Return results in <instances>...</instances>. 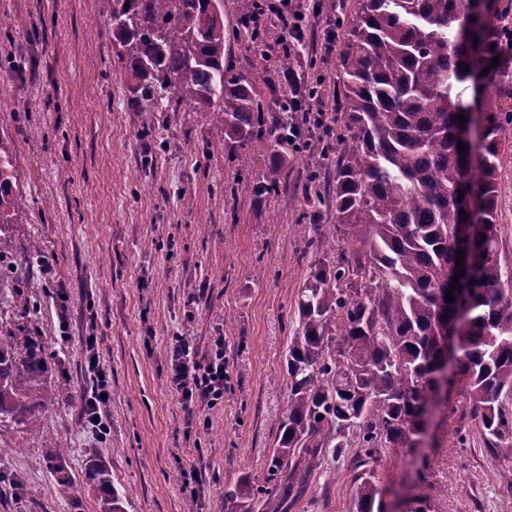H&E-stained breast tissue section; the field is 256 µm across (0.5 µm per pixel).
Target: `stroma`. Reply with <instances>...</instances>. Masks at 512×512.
<instances>
[{
  "label": "stroma",
  "mask_w": 512,
  "mask_h": 512,
  "mask_svg": "<svg viewBox=\"0 0 512 512\" xmlns=\"http://www.w3.org/2000/svg\"><path fill=\"white\" fill-rule=\"evenodd\" d=\"M238 3L223 0L225 68L261 87L281 78L288 54L332 100L340 63L328 43H343L336 16L352 18L357 0H304L298 41L284 34V0H265L258 44ZM129 83L101 0H0V139L27 203L14 250L52 266L18 267V278L55 362L48 378L69 383L68 396L48 401L36 434L0 430V512H98L85 481L92 459L125 512H225V485L266 472L288 412L284 356L316 261L312 227L296 198L245 195L241 181L262 176L269 157L255 150L240 165L218 113L134 107ZM328 139L303 131L288 153L289 184L333 171L321 152ZM89 334L112 384L103 442L80 422ZM176 336L202 355L224 339V401L196 436L186 435L169 383ZM468 412L454 388L415 448L370 460L386 503L420 493L434 512H512V438L485 447ZM51 450L66 463L69 496L46 464ZM354 464L351 448L325 458L289 512H354ZM194 467L208 477L196 493L184 485Z\"/></svg>",
  "instance_id": "obj_1"
}]
</instances>
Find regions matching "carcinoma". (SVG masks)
<instances>
[{
	"mask_svg": "<svg viewBox=\"0 0 512 512\" xmlns=\"http://www.w3.org/2000/svg\"><path fill=\"white\" fill-rule=\"evenodd\" d=\"M118 55L130 74L135 104L175 111L193 106L221 113L224 141L269 155L267 172L241 189L255 198L288 192L284 149L296 127L288 82L269 85L282 100L269 117L243 75L224 69L219 0H101ZM340 52L336 139L323 156L335 159L327 185L310 172L300 188L312 220L325 206L334 224L356 231L361 249L335 260L320 257L298 297L297 326L288 343V413L280 424L267 473L224 487L234 512H287L307 476L326 455L360 448L355 468L386 448H404L423 430L429 392L444 358L439 324L461 319L465 331L453 374L469 397L489 448L512 435L500 405L512 391V271L499 256L498 199L502 156L512 153V0L476 36L475 65L466 66L469 0H358ZM500 57L492 66L491 59ZM494 90L496 98L488 96ZM486 114L483 153L473 176L482 196L479 233L463 234L468 215L456 188L461 179L459 116ZM10 157L0 145V260L12 252L10 229L26 204ZM465 244L478 273L465 274L467 295L446 302ZM379 282L360 288L358 281ZM0 328V427L37 430L47 402L51 355L25 321ZM47 461L62 495L71 479L56 453ZM86 481L99 512H124L109 474L96 462ZM355 512H390L367 471L354 478ZM396 512H432L411 495Z\"/></svg>",
	"mask_w": 512,
	"mask_h": 512,
	"instance_id": "cac0c4a2",
	"label": "carcinoma"
}]
</instances>
